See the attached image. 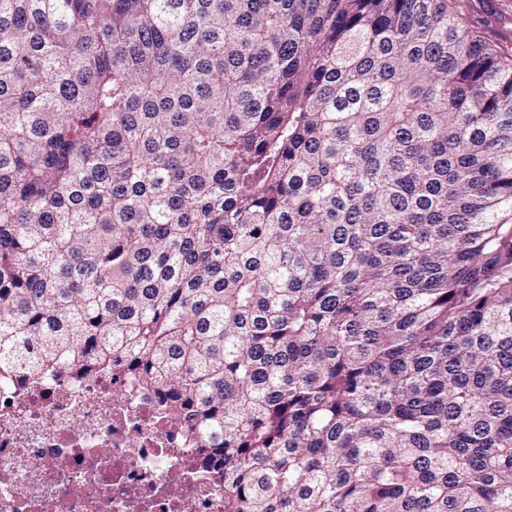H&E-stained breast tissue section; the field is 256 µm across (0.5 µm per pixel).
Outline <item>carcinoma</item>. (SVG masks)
Segmentation results:
<instances>
[{
	"instance_id": "obj_1",
	"label": "carcinoma",
	"mask_w": 512,
	"mask_h": 512,
	"mask_svg": "<svg viewBox=\"0 0 512 512\" xmlns=\"http://www.w3.org/2000/svg\"><path fill=\"white\" fill-rule=\"evenodd\" d=\"M68 364L224 512H512V53L448 0H0V369Z\"/></svg>"
}]
</instances>
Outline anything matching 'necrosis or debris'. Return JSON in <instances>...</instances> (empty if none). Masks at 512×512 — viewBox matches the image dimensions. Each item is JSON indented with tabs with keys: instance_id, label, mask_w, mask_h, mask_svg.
<instances>
[{
	"instance_id": "1",
	"label": "necrosis or debris",
	"mask_w": 512,
	"mask_h": 512,
	"mask_svg": "<svg viewBox=\"0 0 512 512\" xmlns=\"http://www.w3.org/2000/svg\"><path fill=\"white\" fill-rule=\"evenodd\" d=\"M0 512H224V461L133 377L2 370Z\"/></svg>"
}]
</instances>
